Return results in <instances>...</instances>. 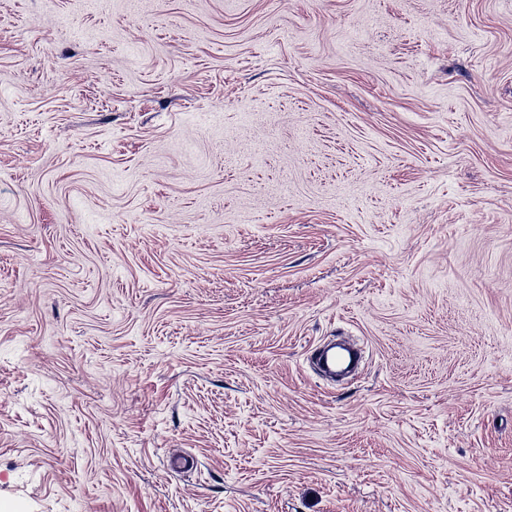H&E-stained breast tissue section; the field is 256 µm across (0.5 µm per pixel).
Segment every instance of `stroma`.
I'll return each instance as SVG.
<instances>
[{
  "instance_id": "stroma-1",
  "label": "stroma",
  "mask_w": 512,
  "mask_h": 512,
  "mask_svg": "<svg viewBox=\"0 0 512 512\" xmlns=\"http://www.w3.org/2000/svg\"><path fill=\"white\" fill-rule=\"evenodd\" d=\"M0 512H512V0H0ZM310 358L316 361L323 373L336 377L356 369L362 356L360 349L346 344H336L323 349L315 346L310 353Z\"/></svg>"
}]
</instances>
